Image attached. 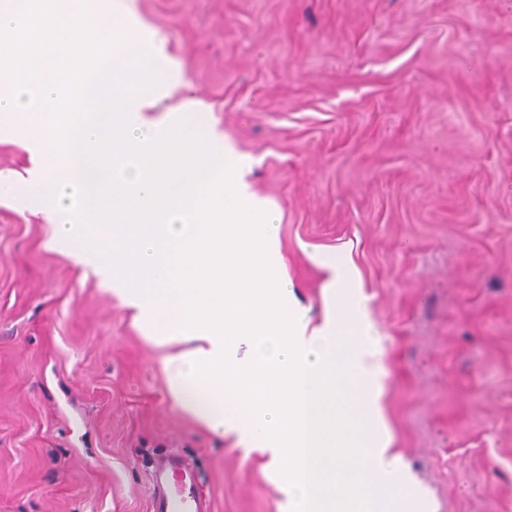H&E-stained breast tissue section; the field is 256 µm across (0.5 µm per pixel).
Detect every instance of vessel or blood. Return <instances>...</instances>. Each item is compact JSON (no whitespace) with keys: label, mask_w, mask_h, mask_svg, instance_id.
<instances>
[{"label":"vessel or blood","mask_w":512,"mask_h":512,"mask_svg":"<svg viewBox=\"0 0 512 512\" xmlns=\"http://www.w3.org/2000/svg\"><path fill=\"white\" fill-rule=\"evenodd\" d=\"M189 472L188 464L178 459L170 460L168 467L155 470L152 512H211L210 505L196 494Z\"/></svg>","instance_id":"1"}]
</instances>
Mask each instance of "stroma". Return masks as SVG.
I'll use <instances>...</instances> for the list:
<instances>
[{
  "label": "stroma",
  "instance_id": "stroma-1",
  "mask_svg": "<svg viewBox=\"0 0 512 512\" xmlns=\"http://www.w3.org/2000/svg\"><path fill=\"white\" fill-rule=\"evenodd\" d=\"M163 43L169 108L226 138L280 212L297 304L348 259L391 450L432 512H512V0H110ZM0 135V512H150L190 457L212 512H280L267 458L207 434L160 351L26 193Z\"/></svg>",
  "mask_w": 512,
  "mask_h": 512
}]
</instances>
